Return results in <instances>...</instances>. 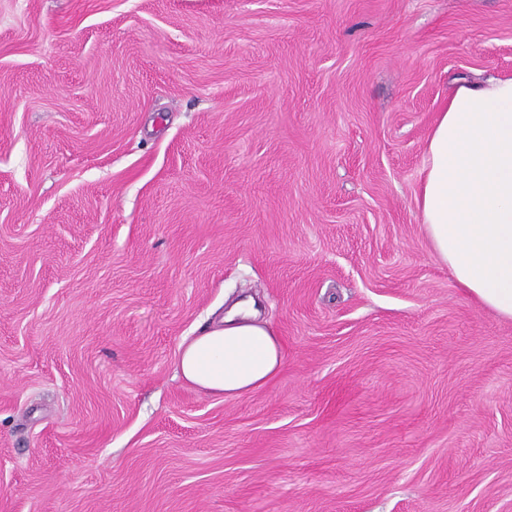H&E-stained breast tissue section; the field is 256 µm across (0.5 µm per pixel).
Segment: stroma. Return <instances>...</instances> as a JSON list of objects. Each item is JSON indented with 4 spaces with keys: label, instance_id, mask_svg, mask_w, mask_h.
<instances>
[{
    "label": "stroma",
    "instance_id": "35a3bbf8",
    "mask_svg": "<svg viewBox=\"0 0 512 512\" xmlns=\"http://www.w3.org/2000/svg\"><path fill=\"white\" fill-rule=\"evenodd\" d=\"M512 0H0V512H512V321L417 207ZM254 297L228 398L184 339ZM283 361L278 337L249 303H240L220 323L180 345L176 371L200 390L234 398L263 388Z\"/></svg>",
    "mask_w": 512,
    "mask_h": 512
}]
</instances>
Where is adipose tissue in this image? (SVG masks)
Segmentation results:
<instances>
[{
	"label": "adipose tissue",
	"mask_w": 512,
	"mask_h": 512,
	"mask_svg": "<svg viewBox=\"0 0 512 512\" xmlns=\"http://www.w3.org/2000/svg\"><path fill=\"white\" fill-rule=\"evenodd\" d=\"M416 200L438 259L483 307L512 320V77L458 86L428 138ZM282 345L252 306L184 341L179 377L240 397L281 369Z\"/></svg>",
	"instance_id": "ef3b65f1"
}]
</instances>
